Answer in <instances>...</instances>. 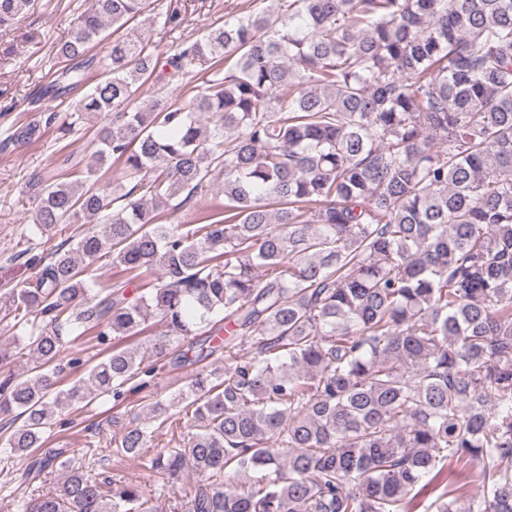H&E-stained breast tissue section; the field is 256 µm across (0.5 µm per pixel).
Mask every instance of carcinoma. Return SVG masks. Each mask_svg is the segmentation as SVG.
Wrapping results in <instances>:
<instances>
[{
  "label": "carcinoma",
  "instance_id": "carcinoma-1",
  "mask_svg": "<svg viewBox=\"0 0 512 512\" xmlns=\"http://www.w3.org/2000/svg\"><path fill=\"white\" fill-rule=\"evenodd\" d=\"M261 3L176 45L180 102L148 43L118 36L156 22L151 0H90L59 48L72 66L47 92L66 100L99 77L58 133L88 113L112 123L84 174L25 185L39 230L91 228L0 294L14 319L0 411L22 418L0 427L3 486L62 470L52 492L9 495L8 512H154L138 483L67 448L34 452L167 358L200 367L135 413L109 457L172 484L204 476L181 512H412L472 460L481 494L431 507L512 512V0ZM35 5L0 0V28ZM108 30L109 53L91 54ZM106 257L113 283L96 290L87 272ZM151 318L166 334L122 346ZM79 325L101 346L91 367ZM19 347L39 361L22 375ZM178 408L193 432L150 452L149 426Z\"/></svg>",
  "mask_w": 512,
  "mask_h": 512
}]
</instances>
